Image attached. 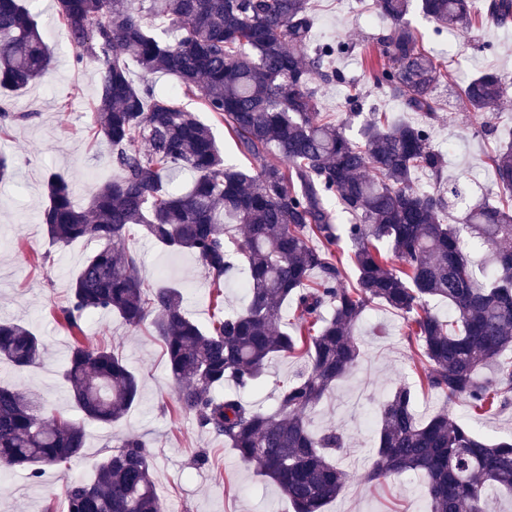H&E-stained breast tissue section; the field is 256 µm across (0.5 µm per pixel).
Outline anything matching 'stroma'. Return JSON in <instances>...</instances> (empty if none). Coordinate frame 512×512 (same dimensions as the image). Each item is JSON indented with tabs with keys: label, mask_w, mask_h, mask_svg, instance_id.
Instances as JSON below:
<instances>
[{
	"label": "stroma",
	"mask_w": 512,
	"mask_h": 512,
	"mask_svg": "<svg viewBox=\"0 0 512 512\" xmlns=\"http://www.w3.org/2000/svg\"><path fill=\"white\" fill-rule=\"evenodd\" d=\"M24 4L51 48L55 64L25 90L0 94V110L30 115L0 140V152L14 166L13 178L0 183V319L27 324L43 340L46 351L38 365L26 370L1 362L0 383L36 392L50 410L77 421L81 415L62 379L72 333L58 309L65 305L73 279L98 244L87 238L61 247L51 244L40 215L46 202V179L53 173L72 182L77 206H87L96 187L113 176L111 147L105 139L89 138L86 131L100 84L99 68L75 65L60 29L56 0H24ZM310 7L315 19L312 37L318 42L360 44L384 24L379 14L363 12L359 0H311ZM407 20L423 44L448 62V80L439 92L453 118L435 121L432 131L434 148L447 155L444 175L469 193L492 194L496 187L483 159L494 143L480 135L479 118L463 108L457 91L478 72L496 71L509 86L496 121L512 126V26L462 27L438 36L433 22L419 9H412ZM338 66L345 79L321 86L319 107L344 121L349 138H357L365 114L375 111L410 123L418 121L417 113L402 111L398 101L369 88L364 91L359 116L349 117V83L362 81L365 63L354 53L340 59ZM127 244L138 258L137 275L147 281L177 284L185 309L200 324H209L219 310L230 312L244 305L246 294L237 287L242 272L225 276L223 302L218 305L213 301L210 278L193 255L165 252L137 230ZM354 337L362 351L358 365L310 415L314 428L342 430L348 448L340 460L348 473L347 482L323 512H429L419 475L408 472L379 481L369 478L380 404L398 384L416 386L417 414L426 417L447 409L451 418L492 442L512 436V407L477 419L467 404L446 403L438 394L420 388L424 365L406 340L402 317L389 308L369 309ZM104 341L112 343L139 375V402L114 424L86 423L82 453L66 466L45 469L36 478L25 470L0 468V512H66L67 479L90 478L93 467L124 435L142 439L153 456V480L163 512H293L274 484L259 477L254 466L241 463L223 440L200 429L194 415L179 409L177 386L162 347L147 330L131 329L105 312L87 316L84 344L94 348ZM304 370L301 360L272 358L263 384L246 394V401L269 408L277 382ZM200 452L209 457L203 468L195 464Z\"/></svg>",
	"instance_id": "1"
}]
</instances>
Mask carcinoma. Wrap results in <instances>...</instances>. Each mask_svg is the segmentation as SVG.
Segmentation results:
<instances>
[{"instance_id": "cac0c4a2", "label": "carcinoma", "mask_w": 512, "mask_h": 512, "mask_svg": "<svg viewBox=\"0 0 512 512\" xmlns=\"http://www.w3.org/2000/svg\"><path fill=\"white\" fill-rule=\"evenodd\" d=\"M74 63L101 67L88 135L112 148L116 175L80 209L69 183L51 174L42 211L51 243L91 238L102 247L84 261L60 316L73 333L63 379L85 419L110 425L141 396L139 377L109 346L86 349L84 319L106 312L137 329L150 325L178 385L180 409L201 429L253 463L294 512H322L343 489L335 461L346 451L339 429L312 428L308 413L360 358L353 332L372 305L402 315L410 344L428 364L420 385L483 415L512 405V130L484 125L502 143L487 155L497 194L471 197L442 183L444 159L432 147L436 89L446 65L427 51L406 21L413 0H372L386 20L373 37L367 67L376 89L398 99L421 122L385 112L364 121L352 141L344 124L320 111V85L343 80L336 61L347 42L310 44L308 0H56ZM442 34L471 21L470 0H419ZM481 23H512V0H484ZM144 77L130 79L124 52ZM53 65L52 53L22 0H0V93L19 91ZM176 77L233 135L250 168L228 165L211 128L176 94H159L146 77ZM507 93L501 76L483 72L462 89L466 109L484 115ZM147 145L143 153L134 144ZM271 156L284 164L268 161ZM190 170V186L173 175ZM428 171L431 191L415 187ZM336 206H331V203ZM463 205L462 225L443 216ZM350 223H337L335 210ZM137 225L155 245L191 253L214 285L234 268L249 283L242 308L204 327L170 285L134 274L126 245ZM495 246L474 264L461 227ZM347 240L349 252L340 242ZM354 280L343 283L344 262ZM448 304V316L428 303ZM292 306L293 330L279 329ZM331 308L325 317V308ZM42 341L23 324L0 321V361L36 365ZM301 357L310 371L277 385L263 411L242 396L257 388L269 359ZM489 375H481L482 370ZM415 391L399 384L380 405L373 480L404 472L423 477L430 512H485L489 492H512V440L490 443L439 410L421 418ZM84 428L49 413L29 391L0 385V463L39 476L81 454ZM152 455L137 437L122 439L90 479L66 481L67 512H162Z\"/></svg>"}]
</instances>
